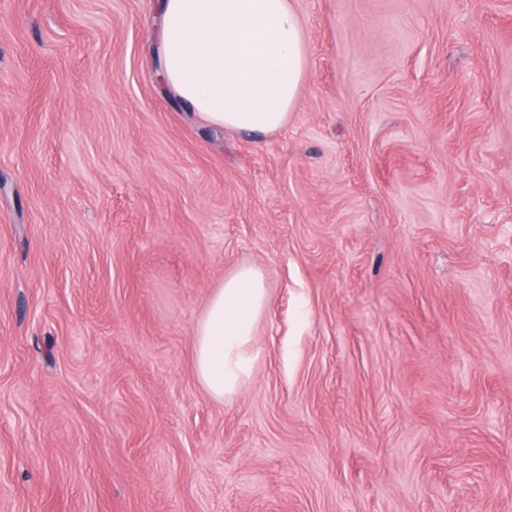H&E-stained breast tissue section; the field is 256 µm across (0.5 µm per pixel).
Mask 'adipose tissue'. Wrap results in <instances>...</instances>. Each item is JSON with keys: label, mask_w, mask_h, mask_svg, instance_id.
I'll list each match as a JSON object with an SVG mask.
<instances>
[{"label": "adipose tissue", "mask_w": 512, "mask_h": 512, "mask_svg": "<svg viewBox=\"0 0 512 512\" xmlns=\"http://www.w3.org/2000/svg\"><path fill=\"white\" fill-rule=\"evenodd\" d=\"M162 76L207 123L249 135L287 127L307 66L305 30L289 0H159ZM269 298L242 266L215 288L195 327L194 365L216 400L251 378L254 330Z\"/></svg>", "instance_id": "adipose-tissue-1"}]
</instances>
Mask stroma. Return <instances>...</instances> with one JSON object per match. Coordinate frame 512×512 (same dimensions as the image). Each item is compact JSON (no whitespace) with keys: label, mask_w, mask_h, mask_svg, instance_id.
I'll return each instance as SVG.
<instances>
[{"label":"stroma","mask_w":512,"mask_h":512,"mask_svg":"<svg viewBox=\"0 0 512 512\" xmlns=\"http://www.w3.org/2000/svg\"><path fill=\"white\" fill-rule=\"evenodd\" d=\"M290 2L247 137L162 86L157 0H0V512H512V0ZM269 298L260 270L242 266L215 288L195 327L194 365L200 384L224 400L251 378L258 353L254 330Z\"/></svg>","instance_id":"obj_1"}]
</instances>
